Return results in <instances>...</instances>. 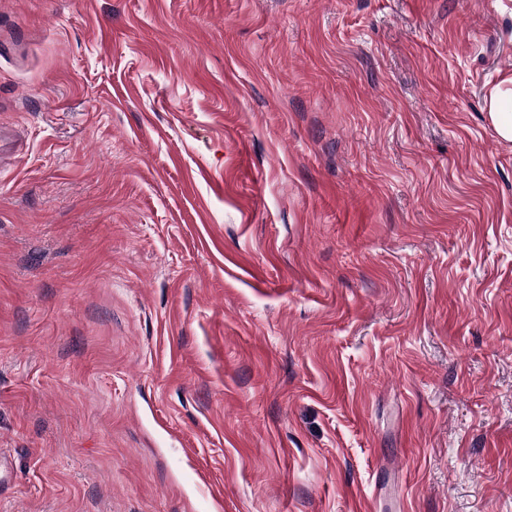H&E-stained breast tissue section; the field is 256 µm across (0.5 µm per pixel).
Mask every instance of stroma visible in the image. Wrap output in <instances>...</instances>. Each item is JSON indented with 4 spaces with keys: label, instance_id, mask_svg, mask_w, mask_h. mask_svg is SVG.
I'll list each match as a JSON object with an SVG mask.
<instances>
[{
    "label": "stroma",
    "instance_id": "1",
    "mask_svg": "<svg viewBox=\"0 0 512 512\" xmlns=\"http://www.w3.org/2000/svg\"><path fill=\"white\" fill-rule=\"evenodd\" d=\"M512 0H0V512H512ZM491 117L499 136L512 141V89L491 101Z\"/></svg>",
    "mask_w": 512,
    "mask_h": 512
}]
</instances>
